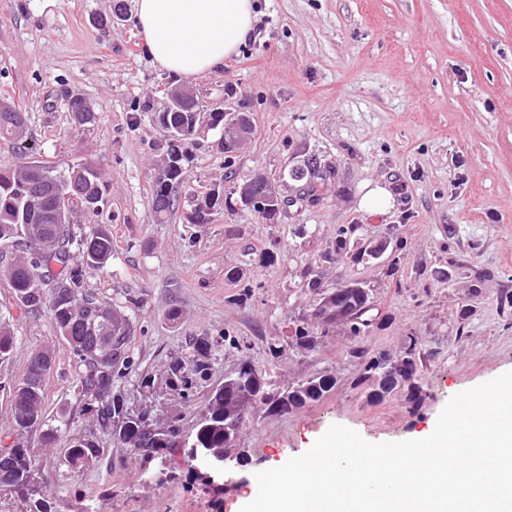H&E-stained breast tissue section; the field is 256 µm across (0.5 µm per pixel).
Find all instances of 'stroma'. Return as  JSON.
<instances>
[{
    "label": "stroma",
    "mask_w": 512,
    "mask_h": 512,
    "mask_svg": "<svg viewBox=\"0 0 512 512\" xmlns=\"http://www.w3.org/2000/svg\"><path fill=\"white\" fill-rule=\"evenodd\" d=\"M255 30L222 69L190 78L209 102L249 113L246 148L227 157L209 132L189 149L179 207L158 222L151 204L156 163L166 150L153 114L176 85L142 48L134 0H0V98L26 114L28 148L0 141V164L33 161L96 165L107 203L97 218L112 233V258L90 271L85 287L132 323L135 364L113 393L129 410L157 422L181 415L192 427L199 405L166 384L172 359L189 344L210 341L213 365L199 395L223 383L242 356L266 366L268 347L311 312L302 271L315 266L326 283L359 281L372 290L385 326L371 330L369 353L399 354L407 335L435 350L422 383L418 415L401 395L379 404L350 386L358 372L343 350L348 328L309 355L285 353L274 366L286 386L321 373L337 380L320 402L285 416L256 413L239 446L250 458L243 482L225 487L214 508L201 485L145 483L139 456L102 431L76 385L77 362L56 338L47 312L16 309L5 270L14 257L0 242V317L15 336L0 379L17 380L32 352L52 346L45 379L44 422L67 419L74 436H93L104 450L92 466L68 471L61 446L40 431L25 442L41 459L45 491L56 512H240L254 499V471L306 452L334 424L373 443L413 440L436 425L455 394L512 370V0H254ZM81 94L96 110L76 124L61 91ZM315 158L331 173L324 200L294 204L291 171ZM261 176L290 204L274 221L230 200L214 223L192 224L191 191L228 195ZM388 186L394 207L371 215L359 206L363 186ZM358 237H391L404 249L395 275L374 260L328 262L340 226ZM238 269L239 281L227 280ZM254 285L249 299L239 296ZM472 313L459 321L462 305ZM240 348L221 344L223 333ZM150 376L151 387L140 384Z\"/></svg>",
    "instance_id": "1"
}]
</instances>
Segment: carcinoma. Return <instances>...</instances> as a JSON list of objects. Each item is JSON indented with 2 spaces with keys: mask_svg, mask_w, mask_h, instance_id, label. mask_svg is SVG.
I'll list each match as a JSON object with an SVG mask.
<instances>
[{
  "mask_svg": "<svg viewBox=\"0 0 512 512\" xmlns=\"http://www.w3.org/2000/svg\"><path fill=\"white\" fill-rule=\"evenodd\" d=\"M68 111L81 123L95 120L86 114L87 102L82 97L66 95ZM196 102L185 99L174 112H160L155 122L166 133L167 155H176L177 166L155 177L152 207L156 219L163 221L174 209L173 189L184 182V163L189 146L195 138L191 133L179 135L192 118ZM26 121L25 113L13 106L0 112V139L22 152L27 140L17 135V122ZM302 181L300 203L315 205L323 199L325 174L318 163L309 160L293 171ZM70 194L69 200L89 205L87 214L96 215L104 205L105 185L97 168L83 163L57 169L43 162H32L21 170L0 166V241L12 243L22 253L6 270L12 298L27 314L47 310L56 335L60 336L77 358L82 371L78 387L87 399V410L96 415L104 426H112V436L129 445L143 461V475L152 479L163 468V458L170 459V467L158 485L174 482L182 468L214 497L223 492V484L210 476L203 460H191L195 453L212 459L237 447L241 429L253 410L249 402L253 395L265 396L259 407L270 415H287L319 401L336 385L329 375L316 374L288 386V398L278 397L279 387L273 375L263 371L258 383L230 382L212 388L204 399V407L190 436H185L182 418L175 415L168 421L166 431L151 445L142 439L149 425L147 413L131 414L123 399L112 393L113 381L122 371L132 367L128 343L132 324L127 316L112 305L84 289L88 270L100 269L112 258V234L103 224L90 230L80 225L46 224L44 219L60 203V195ZM217 199L208 193L197 200L189 216L191 224H211ZM357 225H342L336 234V250L324 256V261L342 259L349 255V239ZM49 233L58 236L54 249L41 252L42 239ZM347 290L340 296L337 307L329 308L321 297L324 286L317 270L306 267L302 273V290L318 300L312 316L316 326L300 323L296 335L306 353L315 352L334 332L336 319L350 323L354 338L364 336L370 328L372 313L370 289L358 282L345 284ZM16 349L15 337L8 325L0 322V361L10 358ZM210 342L200 340L186 359L176 358L168 366L167 386L178 393L186 403L194 401L196 382L208 376L211 370L208 352ZM345 357L359 364L361 371L351 385L366 392V397L381 401L394 392L404 394V404L410 414L421 409L426 392L421 383L422 368L431 352L416 336H406L401 350L402 363L395 368L397 377L388 381L386 353L371 355L364 343L346 345ZM54 349L45 346L30 357L25 375L17 381H5L1 389L11 399L14 441L11 453L0 456V495H10L23 501L25 512H52L40 482V459L34 449L21 442L20 437L43 424L44 381L54 364ZM103 453L99 444L89 436L64 441L63 464L77 472L94 464Z\"/></svg>",
  "mask_w": 512,
  "mask_h": 512,
  "instance_id": "carcinoma-1",
  "label": "carcinoma"
}]
</instances>
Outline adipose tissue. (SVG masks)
I'll use <instances>...</instances> for the list:
<instances>
[{
    "instance_id": "adipose-tissue-1",
    "label": "adipose tissue",
    "mask_w": 512,
    "mask_h": 512,
    "mask_svg": "<svg viewBox=\"0 0 512 512\" xmlns=\"http://www.w3.org/2000/svg\"><path fill=\"white\" fill-rule=\"evenodd\" d=\"M146 53L160 69L189 79L220 69L253 24V0H136Z\"/></svg>"
}]
</instances>
